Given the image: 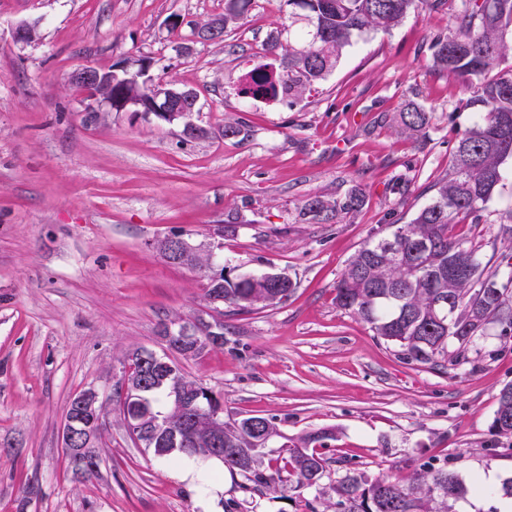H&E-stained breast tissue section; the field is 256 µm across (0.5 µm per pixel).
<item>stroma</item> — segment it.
<instances>
[{
    "instance_id": "35a3bbf8",
    "label": "stroma",
    "mask_w": 512,
    "mask_h": 512,
    "mask_svg": "<svg viewBox=\"0 0 512 512\" xmlns=\"http://www.w3.org/2000/svg\"><path fill=\"white\" fill-rule=\"evenodd\" d=\"M223 11L224 0H0V512H202L196 490L173 478L175 460L136 445L117 401L128 353H164L173 322L223 333V344L180 365L221 400L225 423L257 415L276 427L264 465L284 467L283 443L333 434L316 447L326 461L318 486L279 498L228 472L221 512H326L347 469L403 478L431 460L491 481V495L458 501L455 512H501L512 446L491 425L512 382V348L486 336L473 361L439 372L403 361L336 305L350 259L391 233L389 213L406 223L431 200L471 124L465 82L431 66L450 10L411 13L356 39L291 107L237 93L265 62L268 36L287 31L284 0H253L222 42L192 41L193 23ZM175 16L184 23L173 31ZM25 22L38 36L15 42ZM132 56L152 58L154 80L197 93L206 136L150 112H88L70 74ZM412 102L431 116L426 137L379 121ZM228 124L237 136H223ZM401 175L411 181L403 200L391 191ZM355 189L363 206L335 222L302 213L311 196ZM511 207L512 182L483 223L453 232L498 264L512 252L498 233ZM170 236L215 267L283 272L294 288L247 312L209 303L203 272L157 251ZM90 387L105 427L98 475L82 482L65 473L61 428L70 398ZM30 482L40 494L28 502Z\"/></svg>"
}]
</instances>
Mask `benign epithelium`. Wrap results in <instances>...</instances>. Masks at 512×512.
<instances>
[{
	"mask_svg": "<svg viewBox=\"0 0 512 512\" xmlns=\"http://www.w3.org/2000/svg\"><path fill=\"white\" fill-rule=\"evenodd\" d=\"M152 66L147 57H132L124 61L116 69L101 70L93 66H84L73 72L79 80L81 89L89 97L90 112H152L164 121L185 120L186 134L197 133V127L191 117L196 112L197 97L190 90H179L167 82H154L146 75ZM124 73L128 80L142 84L148 105L139 99H126L120 103L112 98V76ZM161 255L170 263L190 266L196 254L184 238L167 237L158 243ZM169 350L182 357H192L206 346L222 341L218 333L211 330H195L187 325L172 323L163 332ZM173 368V360L169 355H159L148 349H140L131 354L125 362L122 378V401L120 410L126 415V425L135 443L146 446L149 437H154L158 444L171 449H183L188 443L203 445L215 454L224 453L223 405L214 401L206 402L201 387H177L172 391V407L184 413L199 414L214 422L216 429L203 438H192L187 441L184 433L172 430L159 438L153 434L146 418L135 413L134 407L143 401L144 394L154 386L170 378L167 370ZM99 393L94 389H85L77 394L72 406L69 407L62 430L63 447L86 457L93 468L99 467V458L93 441L98 438L99 428L103 427V416L99 415Z\"/></svg>",
	"mask_w": 512,
	"mask_h": 512,
	"instance_id": "7a95c632",
	"label": "benign epithelium"
}]
</instances>
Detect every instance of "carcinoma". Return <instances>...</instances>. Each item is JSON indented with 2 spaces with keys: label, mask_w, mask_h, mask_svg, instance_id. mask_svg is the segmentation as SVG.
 Wrapping results in <instances>:
<instances>
[{
  "label": "carcinoma",
  "mask_w": 512,
  "mask_h": 512,
  "mask_svg": "<svg viewBox=\"0 0 512 512\" xmlns=\"http://www.w3.org/2000/svg\"><path fill=\"white\" fill-rule=\"evenodd\" d=\"M252 0H225L224 25L238 20ZM291 8L288 45L273 35L266 55L282 57L281 68L264 63L253 68L239 91L245 98L288 99L292 104L336 68L354 38L370 30H390L409 13L452 9L453 26L433 38L432 66L470 84L472 94L464 107L474 112L462 133L451 174L434 183L431 202L407 224L392 222L396 229L387 237L368 241L349 261L336 282V305L358 315L376 336L399 347L398 355L409 363L444 368L469 361L475 339L498 324L500 346L512 343V255L493 270L487 269L480 248L449 234V228L469 220L480 224L486 204L505 186L504 164L512 158V65L501 67L512 55V0H287ZM400 132L410 137L426 134L429 113L411 103L391 118ZM363 195L352 191L342 200L313 196L304 214L328 223L340 213L356 212ZM206 294L224 290V306L244 311L266 302L272 286L263 276L224 273L219 282L207 277ZM453 299L457 311L453 331L436 321V305ZM456 345L448 356V344ZM191 385L181 369L168 383L148 393V409L161 425L186 431L203 429L206 422L192 416H176L169 398L178 385ZM263 426L269 420L249 416L224 432V455L219 460L230 472H238L255 487L283 493L288 479L280 470L262 469L261 456L250 447L248 424ZM494 433L512 438V383L499 392L492 422ZM330 438L321 432L300 439L286 450L288 475L296 486L318 484L325 471L324 458L309 445ZM68 470L83 481L97 471L82 459L66 454ZM335 512H453L452 503L484 489L479 480L464 482L446 466L424 463L406 478L391 475L374 478L348 471L332 487Z\"/></svg>",
  "instance_id": "carcinoma-1"
}]
</instances>
